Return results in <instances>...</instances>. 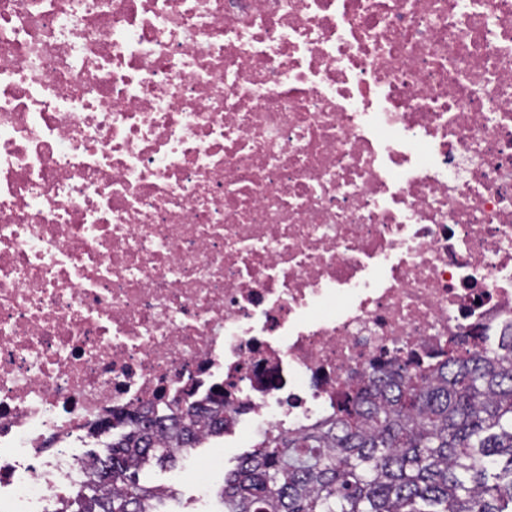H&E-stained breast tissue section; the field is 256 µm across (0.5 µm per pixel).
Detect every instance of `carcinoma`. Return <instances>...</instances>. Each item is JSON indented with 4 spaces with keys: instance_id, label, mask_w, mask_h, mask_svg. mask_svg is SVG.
<instances>
[{
    "instance_id": "cac0c4a2",
    "label": "carcinoma",
    "mask_w": 512,
    "mask_h": 512,
    "mask_svg": "<svg viewBox=\"0 0 512 512\" xmlns=\"http://www.w3.org/2000/svg\"><path fill=\"white\" fill-rule=\"evenodd\" d=\"M222 413L220 399L117 419L128 431L99 461L102 495L75 512H160L139 469L224 435ZM220 498L224 512H512V327L426 368L387 362L325 427L263 439Z\"/></svg>"
}]
</instances>
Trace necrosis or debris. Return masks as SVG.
I'll use <instances>...</instances> for the list:
<instances>
[{
	"label": "necrosis or debris",
	"instance_id": "1",
	"mask_svg": "<svg viewBox=\"0 0 512 512\" xmlns=\"http://www.w3.org/2000/svg\"><path fill=\"white\" fill-rule=\"evenodd\" d=\"M512 318V0H0V512L224 391L294 435Z\"/></svg>",
	"mask_w": 512,
	"mask_h": 512
}]
</instances>
